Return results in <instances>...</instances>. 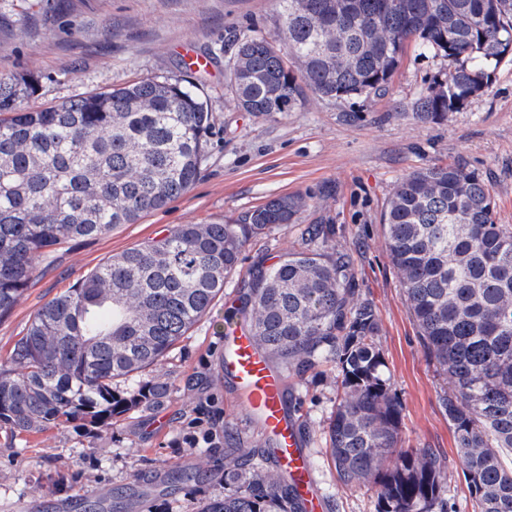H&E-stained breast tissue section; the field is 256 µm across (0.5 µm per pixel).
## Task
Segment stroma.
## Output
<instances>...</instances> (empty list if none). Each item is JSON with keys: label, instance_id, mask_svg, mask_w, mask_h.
<instances>
[{"label": "stroma", "instance_id": "35a3bbf8", "mask_svg": "<svg viewBox=\"0 0 512 512\" xmlns=\"http://www.w3.org/2000/svg\"><path fill=\"white\" fill-rule=\"evenodd\" d=\"M277 0H0V74L39 75L29 103L50 106L146 76H177L198 55L202 97L213 115L206 160L196 183L165 208L108 234L73 243L38 264L12 311L0 318V357L23 336L34 313L114 254L161 237L177 224L236 223L270 199L305 196L292 223L252 239L241 269L276 263L297 247L301 229L333 224L336 243L353 262L357 297L375 306L393 389L412 445L430 448L446 465L457 512H472L469 491L443 405L446 384L427 354L405 303L401 277L384 239L383 215L399 180L433 165L460 163L482 174L496 220L512 225V58L498 65L493 85L465 109L438 121L413 110L441 58L408 48L386 89L327 100L308 95L297 112L240 111L228 85L224 46L251 29L274 36ZM238 275L159 367L128 387L163 378L170 395L154 409H136L88 430L77 424L37 433L0 429V506L29 504L33 512H84L90 496H123L125 512H199L224 495V448H189L192 422L218 421L245 445L257 437L230 386L218 374V333L233 309ZM305 403L304 446L328 503L324 512H373L374 491L348 488L326 454L323 425L336 397L333 381L297 385ZM195 471L187 483L168 479L171 467ZM57 474L61 482L50 486Z\"/></svg>", "mask_w": 512, "mask_h": 512}]
</instances>
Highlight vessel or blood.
Segmentation results:
<instances>
[{"instance_id":"1","label":"vessel or blood","mask_w":512,"mask_h":512,"mask_svg":"<svg viewBox=\"0 0 512 512\" xmlns=\"http://www.w3.org/2000/svg\"><path fill=\"white\" fill-rule=\"evenodd\" d=\"M219 374L238 392L244 414L274 444L276 467L293 486L304 512H324V497L297 424L288 414L287 381L257 349L244 320L224 327Z\"/></svg>"}]
</instances>
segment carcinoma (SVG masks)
Instances as JSON below:
<instances>
[{
	"label": "carcinoma",
	"instance_id": "cac0c4a2",
	"mask_svg": "<svg viewBox=\"0 0 512 512\" xmlns=\"http://www.w3.org/2000/svg\"><path fill=\"white\" fill-rule=\"evenodd\" d=\"M275 36L233 41L228 82L246 112H293L322 99L385 89L406 47L445 67L416 102L425 121L462 111L512 57V0H278ZM39 77L0 75V318L28 288L33 262L75 241L134 224L197 180L213 125L195 73L152 76L26 104ZM305 204L279 196L239 224H178L116 254L41 306L0 360V422L32 432L100 424L165 401L167 383L125 397L117 384L159 365L210 310L247 242L288 223ZM387 250L436 370L472 512H512V225L499 224L490 190L464 165L401 179L383 216ZM301 247L260 260L237 308L258 347L288 378L334 379L323 427L346 487H377L374 512H454L441 456L404 447L402 410L377 345L371 302L356 301L336 225L310 224ZM271 445L224 435L231 489L200 512H300L288 480L269 473Z\"/></svg>",
	"mask_w": 512,
	"mask_h": 512
}]
</instances>
